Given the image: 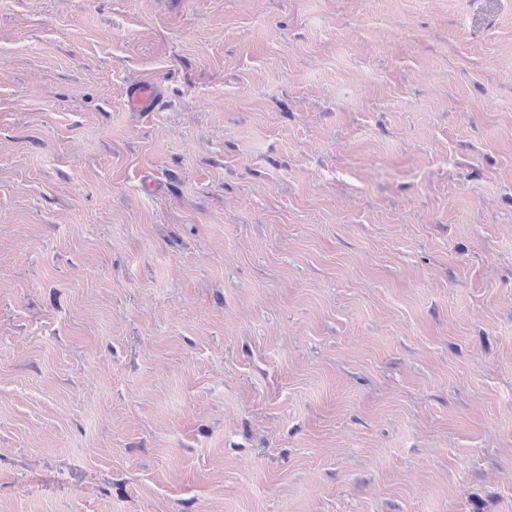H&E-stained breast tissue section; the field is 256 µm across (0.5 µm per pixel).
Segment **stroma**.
Returning a JSON list of instances; mask_svg holds the SVG:
<instances>
[{
  "label": "stroma",
  "instance_id": "1",
  "mask_svg": "<svg viewBox=\"0 0 512 512\" xmlns=\"http://www.w3.org/2000/svg\"><path fill=\"white\" fill-rule=\"evenodd\" d=\"M0 512H512V0H0ZM162 94L154 83L144 82L131 87L126 94L127 107L131 112H156Z\"/></svg>",
  "mask_w": 512,
  "mask_h": 512
}]
</instances>
